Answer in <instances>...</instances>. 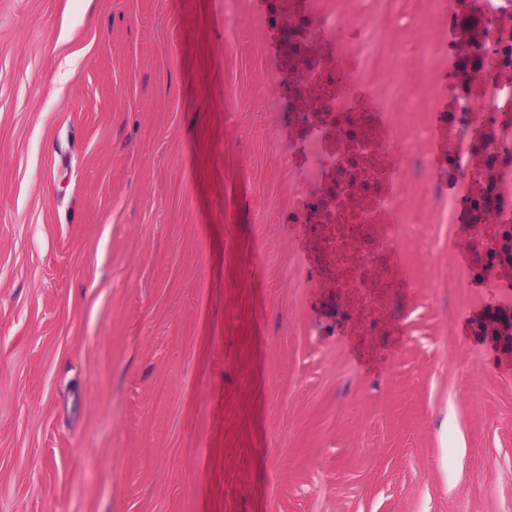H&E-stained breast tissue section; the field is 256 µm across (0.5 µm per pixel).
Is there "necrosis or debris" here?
<instances>
[{
    "instance_id": "necrosis-or-debris-1",
    "label": "necrosis or debris",
    "mask_w": 512,
    "mask_h": 512,
    "mask_svg": "<svg viewBox=\"0 0 512 512\" xmlns=\"http://www.w3.org/2000/svg\"><path fill=\"white\" fill-rule=\"evenodd\" d=\"M362 0L343 11L326 0H260L273 32L270 85L288 115L284 155L299 171L289 224H317L316 239L335 279L363 321L374 315L366 288H388L398 275L391 256L400 230L414 223L407 190H423L432 224H468L476 260L449 274V287L466 275L512 295V274L499 265L506 230L512 229V0H454L438 5L418 25L413 46L391 38L393 21L366 12ZM447 28V39L432 26ZM363 38L344 42L346 29ZM387 56L389 98L365 87L368 61ZM430 83L436 121H418L407 95ZM442 143L437 155L423 141Z\"/></svg>"
}]
</instances>
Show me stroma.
<instances>
[{
  "instance_id": "1",
  "label": "stroma",
  "mask_w": 512,
  "mask_h": 512,
  "mask_svg": "<svg viewBox=\"0 0 512 512\" xmlns=\"http://www.w3.org/2000/svg\"><path fill=\"white\" fill-rule=\"evenodd\" d=\"M273 42L258 0H0V512H512L506 300L447 289L464 224L374 321L315 286Z\"/></svg>"
}]
</instances>
